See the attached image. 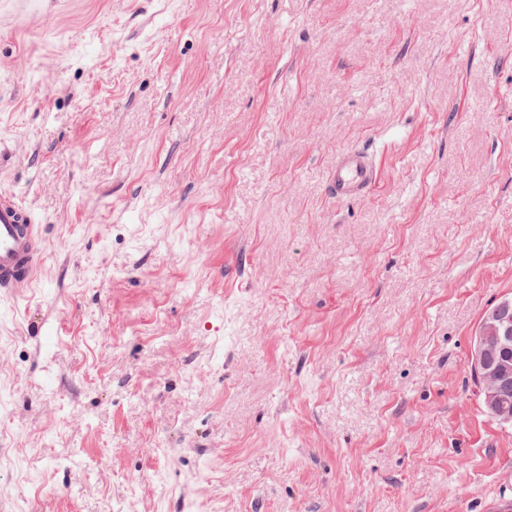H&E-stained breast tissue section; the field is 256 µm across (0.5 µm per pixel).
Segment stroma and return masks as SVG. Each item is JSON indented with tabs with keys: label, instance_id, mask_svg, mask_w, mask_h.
Returning a JSON list of instances; mask_svg holds the SVG:
<instances>
[{
	"label": "stroma",
	"instance_id": "stroma-1",
	"mask_svg": "<svg viewBox=\"0 0 512 512\" xmlns=\"http://www.w3.org/2000/svg\"><path fill=\"white\" fill-rule=\"evenodd\" d=\"M40 2L0 0V193L46 236L0 512H496L512 0ZM377 181L370 155L359 148H348L336 156L329 186L337 200L364 197ZM510 298L512 300L511 296H507L497 301L485 317L491 314L497 303ZM511 348L512 309L511 303L503 300L496 307L493 320L484 321L475 331L471 341L470 363L480 378L486 409L501 422L510 424L512 411L501 405L500 392L510 387L503 393V403L512 409V367L503 359Z\"/></svg>",
	"mask_w": 512,
	"mask_h": 512
}]
</instances>
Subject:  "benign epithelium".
Returning <instances> with one entry per match:
<instances>
[{
	"instance_id": "obj_1",
	"label": "benign epithelium",
	"mask_w": 512,
	"mask_h": 512,
	"mask_svg": "<svg viewBox=\"0 0 512 512\" xmlns=\"http://www.w3.org/2000/svg\"><path fill=\"white\" fill-rule=\"evenodd\" d=\"M512 349V304H498L491 321L475 331L471 341L470 363L481 381L486 409L503 423H512V411L500 403V392L512 386V367L503 355Z\"/></svg>"
}]
</instances>
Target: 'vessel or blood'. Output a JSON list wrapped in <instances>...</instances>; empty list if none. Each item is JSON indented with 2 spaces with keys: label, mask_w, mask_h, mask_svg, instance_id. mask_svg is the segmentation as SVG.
<instances>
[{
  "label": "vessel or blood",
  "mask_w": 512,
  "mask_h": 512,
  "mask_svg": "<svg viewBox=\"0 0 512 512\" xmlns=\"http://www.w3.org/2000/svg\"><path fill=\"white\" fill-rule=\"evenodd\" d=\"M377 180L370 155L348 148L336 156L329 186L337 200L364 197ZM46 240L28 208L12 195L0 194V297L11 298L33 282L44 257Z\"/></svg>",
  "instance_id": "1"
}]
</instances>
